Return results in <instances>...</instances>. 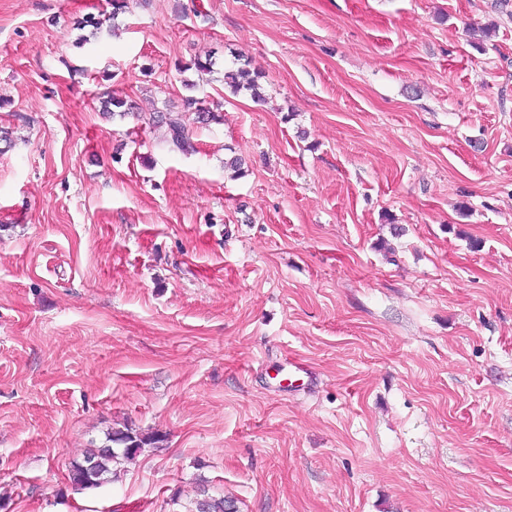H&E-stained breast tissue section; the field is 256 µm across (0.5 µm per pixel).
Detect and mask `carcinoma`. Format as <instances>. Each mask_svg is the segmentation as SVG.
Listing matches in <instances>:
<instances>
[{
	"instance_id": "obj_1",
	"label": "carcinoma",
	"mask_w": 512,
	"mask_h": 512,
	"mask_svg": "<svg viewBox=\"0 0 512 512\" xmlns=\"http://www.w3.org/2000/svg\"><path fill=\"white\" fill-rule=\"evenodd\" d=\"M259 76L239 67L224 74V83L232 92L247 90L253 97H260ZM106 111L126 115L131 110L130 100L112 95L105 101ZM157 122L167 128L166 142L179 150L189 145V130L179 115L172 112H158ZM162 441L159 436H145L131 430H113L107 433L105 442L88 449L83 458L72 463L68 478L77 490L95 488L108 476L114 474V467L134 460L143 448ZM188 512H238L236 501L229 497L216 496L201 488L192 501Z\"/></svg>"
}]
</instances>
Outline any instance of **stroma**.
<instances>
[{"label":"stroma","mask_w":512,"mask_h":512,"mask_svg":"<svg viewBox=\"0 0 512 512\" xmlns=\"http://www.w3.org/2000/svg\"><path fill=\"white\" fill-rule=\"evenodd\" d=\"M111 11L0 0V512H512V0ZM259 75L250 73L244 67H238L236 70H230L224 74V83L231 89L233 93H238L242 90L250 91L254 98H260L259 93ZM158 115L155 118L158 123L165 124L167 128V138L166 142L169 145H172L176 149L186 150V146L189 145V130L186 125L182 121L179 114H174V112H162L158 111ZM160 441L159 436H145L129 429L112 430L102 445L89 448L81 460L72 463L68 478L77 490L95 488L108 475L116 474L114 466L134 460L143 448ZM90 462L92 466L88 468ZM187 512H238L236 501L229 497L209 494L208 490L199 488L196 499L192 501Z\"/></svg>","instance_id":"35a3bbf8"}]
</instances>
